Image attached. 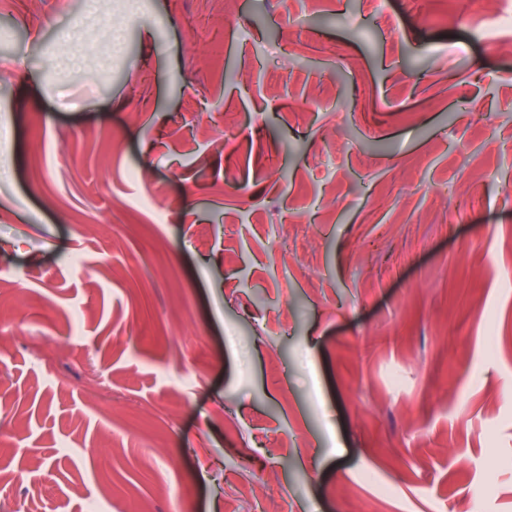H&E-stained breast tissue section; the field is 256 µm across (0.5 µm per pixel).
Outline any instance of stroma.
Instances as JSON below:
<instances>
[{
	"label": "stroma",
	"instance_id": "stroma-1",
	"mask_svg": "<svg viewBox=\"0 0 512 512\" xmlns=\"http://www.w3.org/2000/svg\"><path fill=\"white\" fill-rule=\"evenodd\" d=\"M97 6L0 0V512H512V54Z\"/></svg>",
	"mask_w": 512,
	"mask_h": 512
}]
</instances>
